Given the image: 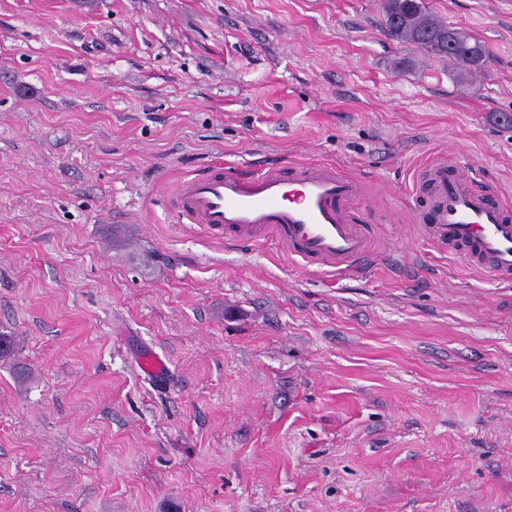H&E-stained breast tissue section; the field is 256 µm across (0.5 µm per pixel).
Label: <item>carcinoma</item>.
<instances>
[{"label":"carcinoma","mask_w":512,"mask_h":512,"mask_svg":"<svg viewBox=\"0 0 512 512\" xmlns=\"http://www.w3.org/2000/svg\"><path fill=\"white\" fill-rule=\"evenodd\" d=\"M385 32L395 41L415 47L428 55L452 60L459 79L484 68L488 56L485 45L462 30L448 46L450 27L430 15L423 0H383Z\"/></svg>","instance_id":"cac0c4a2"}]
</instances>
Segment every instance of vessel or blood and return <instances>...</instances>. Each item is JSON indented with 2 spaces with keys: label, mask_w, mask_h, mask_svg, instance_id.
<instances>
[{
  "label": "vessel or blood",
  "mask_w": 512,
  "mask_h": 512,
  "mask_svg": "<svg viewBox=\"0 0 512 512\" xmlns=\"http://www.w3.org/2000/svg\"><path fill=\"white\" fill-rule=\"evenodd\" d=\"M425 178L421 219L427 238L457 250L466 264L496 280L511 282L512 207L476 193L470 178L446 161L433 163ZM363 192L359 178L331 165L297 163L251 174L219 166L181 181L175 207L187 223L246 244L278 241L293 260L343 276L362 268L373 252L367 227L354 221L352 205ZM136 365L156 380L169 371L153 353L141 355Z\"/></svg>",
  "instance_id": "vessel-or-blood-1"
}]
</instances>
